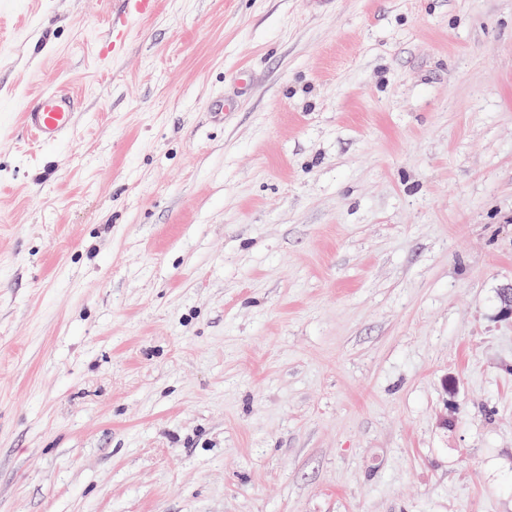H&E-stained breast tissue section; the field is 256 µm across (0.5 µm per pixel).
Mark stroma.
<instances>
[{"instance_id": "1", "label": "stroma", "mask_w": 512, "mask_h": 512, "mask_svg": "<svg viewBox=\"0 0 512 512\" xmlns=\"http://www.w3.org/2000/svg\"><path fill=\"white\" fill-rule=\"evenodd\" d=\"M110 25L0 0V512H512V0ZM77 105V97L67 87H44L20 114L25 135L43 146L61 141L76 125Z\"/></svg>"}]
</instances>
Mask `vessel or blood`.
<instances>
[{
  "label": "vessel or blood",
  "mask_w": 512,
  "mask_h": 512,
  "mask_svg": "<svg viewBox=\"0 0 512 512\" xmlns=\"http://www.w3.org/2000/svg\"><path fill=\"white\" fill-rule=\"evenodd\" d=\"M119 2V10H111V2ZM102 9L112 12L111 38L108 50L119 52L132 20L150 15L155 0H101ZM77 97L64 86H48L27 101L20 123L27 137L42 145H51L69 135L77 121Z\"/></svg>",
  "instance_id": "1"
}]
</instances>
